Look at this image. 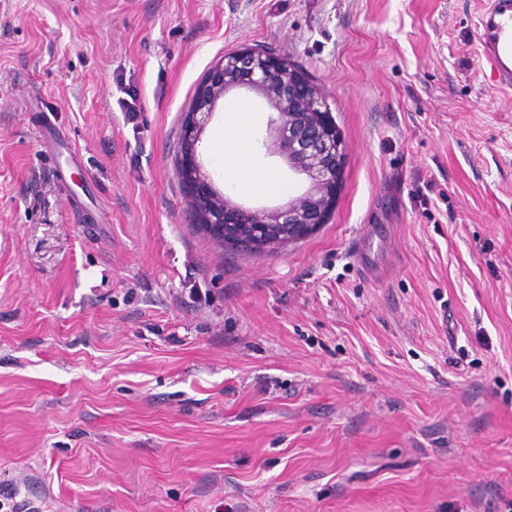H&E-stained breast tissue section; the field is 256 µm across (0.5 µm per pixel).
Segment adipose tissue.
Returning a JSON list of instances; mask_svg holds the SVG:
<instances>
[{"instance_id": "1", "label": "adipose tissue", "mask_w": 512, "mask_h": 512, "mask_svg": "<svg viewBox=\"0 0 512 512\" xmlns=\"http://www.w3.org/2000/svg\"><path fill=\"white\" fill-rule=\"evenodd\" d=\"M252 117L245 111L230 113L224 129V174L235 188L262 195H284L287 184L270 169L252 162Z\"/></svg>"}]
</instances>
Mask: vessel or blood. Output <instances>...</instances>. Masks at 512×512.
I'll return each mask as SVG.
<instances>
[{
	"mask_svg": "<svg viewBox=\"0 0 512 512\" xmlns=\"http://www.w3.org/2000/svg\"><path fill=\"white\" fill-rule=\"evenodd\" d=\"M477 50L496 86L512 88V0H487Z\"/></svg>",
	"mask_w": 512,
	"mask_h": 512,
	"instance_id": "b4317fda",
	"label": "vessel or blood"
}]
</instances>
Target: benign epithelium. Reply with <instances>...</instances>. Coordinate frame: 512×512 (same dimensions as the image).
I'll return each mask as SVG.
<instances>
[{
    "mask_svg": "<svg viewBox=\"0 0 512 512\" xmlns=\"http://www.w3.org/2000/svg\"><path fill=\"white\" fill-rule=\"evenodd\" d=\"M238 89L254 92L278 114L267 128L288 166L306 176V194L261 213L217 194L196 161V146L218 99ZM339 147L326 100L291 65L248 48L224 54L196 89L185 114L180 168L190 191L193 214L212 236L224 238V217L236 224H286L288 238L305 236L327 221V199L340 188Z\"/></svg>",
    "mask_w": 512,
    "mask_h": 512,
    "instance_id": "benign-epithelium-1",
    "label": "benign epithelium"
}]
</instances>
